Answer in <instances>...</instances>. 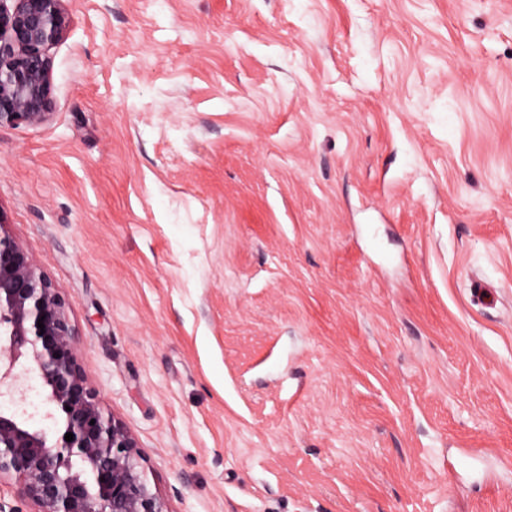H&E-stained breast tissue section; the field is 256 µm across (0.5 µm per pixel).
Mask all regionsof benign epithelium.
<instances>
[{"label": "benign epithelium", "instance_id": "1", "mask_svg": "<svg viewBox=\"0 0 512 512\" xmlns=\"http://www.w3.org/2000/svg\"><path fill=\"white\" fill-rule=\"evenodd\" d=\"M63 2L0 0V128L51 120L49 49L67 33ZM2 335L9 345L0 386L16 385L12 369L28 359L61 426L50 439L0 410V485L19 483L27 512H170L148 482L135 435L99 396L78 357L64 294L0 215Z\"/></svg>", "mask_w": 512, "mask_h": 512}]
</instances>
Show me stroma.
I'll list each match as a JSON object with an SVG mask.
<instances>
[{
	"label": "stroma",
	"mask_w": 512,
	"mask_h": 512,
	"mask_svg": "<svg viewBox=\"0 0 512 512\" xmlns=\"http://www.w3.org/2000/svg\"><path fill=\"white\" fill-rule=\"evenodd\" d=\"M64 6L0 215L170 512H512V0Z\"/></svg>",
	"instance_id": "stroma-1"
}]
</instances>
